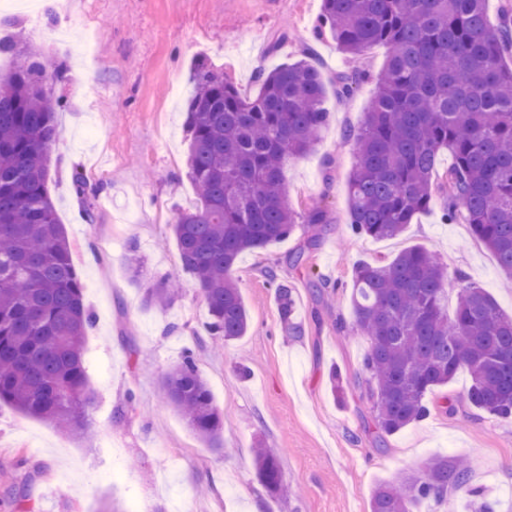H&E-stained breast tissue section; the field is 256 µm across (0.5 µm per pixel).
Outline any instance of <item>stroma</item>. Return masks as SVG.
<instances>
[{
  "label": "stroma",
  "mask_w": 512,
  "mask_h": 512,
  "mask_svg": "<svg viewBox=\"0 0 512 512\" xmlns=\"http://www.w3.org/2000/svg\"><path fill=\"white\" fill-rule=\"evenodd\" d=\"M321 0H70L68 22L52 8L0 0V34L36 40L57 114L49 190L73 248L86 306L94 314L85 341L93 402L87 433L73 439L50 423L0 403V512H369L374 488L420 469L433 457L474 459L470 486L498 512H512V423L480 412L461 397L459 372L428 397L432 415L379 440L371 405L351 388L368 351L351 321L353 270L422 246L463 272L512 316V280L467 225L442 219V199L398 237L373 240L351 231L347 184L356 164L347 130L361 126L389 53L379 46L353 59L331 37H316ZM290 36L277 51L279 30ZM255 95L257 68L305 58L334 84L360 68L369 79L348 98L328 94L330 122L320 143L288 165L284 180L297 212L321 203L328 212L321 244L299 266L301 234L244 252L234 275L250 315L231 342L205 330V298L183 270L171 226L198 197L188 177L184 108L196 59ZM96 187V220L87 223L73 174ZM273 269L296 292L303 335H286ZM182 292L167 309L148 305L160 279ZM194 351L224 414V454L201 445L160 398L159 384ZM249 368L240 377L238 363ZM347 384L333 397L330 371ZM454 412H441L445 401ZM127 408L123 422L117 409ZM281 464L284 489L270 496L256 477L254 450Z\"/></svg>",
  "instance_id": "35a3bbf8"
}]
</instances>
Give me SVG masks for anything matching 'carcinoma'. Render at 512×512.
<instances>
[{
  "instance_id": "carcinoma-1",
  "label": "carcinoma",
  "mask_w": 512,
  "mask_h": 512,
  "mask_svg": "<svg viewBox=\"0 0 512 512\" xmlns=\"http://www.w3.org/2000/svg\"><path fill=\"white\" fill-rule=\"evenodd\" d=\"M320 30L354 57L386 45L390 55L354 141L357 165L348 181L351 230L389 239L404 232L443 196V219L463 216L470 233L512 276V12L492 24L486 0H322ZM14 57L0 75V402L54 423L71 435L86 428L92 401L84 337L93 317L83 300L70 244L48 191L60 99L31 42L0 39ZM367 79L336 77L346 98ZM186 106L188 176L197 206L173 224L182 267L206 299L208 334L244 336L249 315L233 279L239 256L290 236L299 226L328 223L315 203L305 214L290 205L284 169L318 144L329 122L325 85L301 59L258 68L251 97L211 69L196 65ZM453 163L437 179L439 152ZM285 333L303 335L293 320L295 289L272 270ZM457 306L448 319V283ZM177 288L166 280L147 290L155 307L169 306ZM354 327L369 341L357 386L383 436L427 419V395L461 370L467 403L512 423V317L477 284L433 253L411 247L386 263L354 268ZM160 391L208 449L224 453V415L190 351ZM256 476L272 495L283 489L278 457L254 452ZM471 465L434 457L419 472L375 491L370 512H414L427 497L469 484Z\"/></svg>"
}]
</instances>
